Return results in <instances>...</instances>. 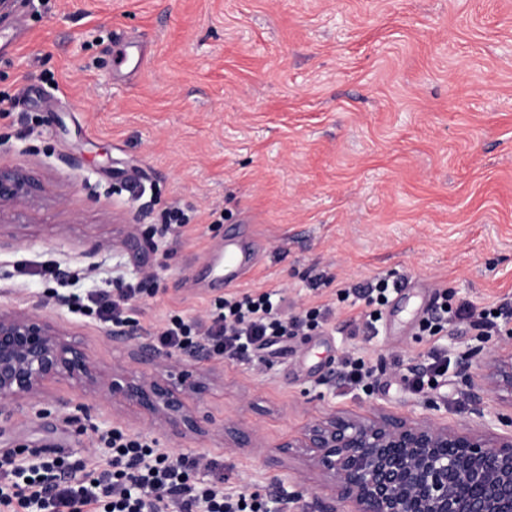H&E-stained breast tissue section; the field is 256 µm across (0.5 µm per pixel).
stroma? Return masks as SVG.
I'll list each match as a JSON object with an SVG mask.
<instances>
[{"label": "stroma", "instance_id": "1", "mask_svg": "<svg viewBox=\"0 0 512 512\" xmlns=\"http://www.w3.org/2000/svg\"><path fill=\"white\" fill-rule=\"evenodd\" d=\"M0 56V165L34 170L45 202L0 226V306L43 310L103 366L124 361L94 317L48 297L52 264L111 290L154 273L134 302L140 341L173 314L205 318L215 299L282 291L288 312L326 305L327 324L228 361L198 355L197 416L254 429L255 448L160 438L163 451L224 465V489L293 478L317 487L305 449L285 440L332 414L383 411L451 427L472 420L449 333L483 363L499 336L465 325L429 336L437 296L512 302V0H42ZM180 208L176 241L148 229ZM257 259L231 289L202 277L224 240ZM327 278L314 289L311 279ZM399 284L370 333L342 291ZM448 370L415 390L416 369ZM359 363L348 384L342 365ZM67 382L0 415V456L105 458L100 431L147 433L148 419Z\"/></svg>", "mask_w": 512, "mask_h": 512}]
</instances>
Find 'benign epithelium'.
Instances as JSON below:
<instances>
[{"instance_id": "obj_1", "label": "benign epithelium", "mask_w": 512, "mask_h": 512, "mask_svg": "<svg viewBox=\"0 0 512 512\" xmlns=\"http://www.w3.org/2000/svg\"><path fill=\"white\" fill-rule=\"evenodd\" d=\"M41 204L35 178L23 168L0 167V223L18 220ZM132 365L100 367L41 308L0 307V409L43 401L47 388L68 381L91 402L133 404L151 426L172 437H204L211 420L199 419L187 400L205 384L194 359L138 343ZM462 355L476 427L450 430L430 418L332 416L309 426L279 451L304 448L333 502L314 496L311 512H512V416L489 409L493 393L512 395V339L494 347L480 371ZM509 426L507 434L491 428ZM236 448H254L252 435L223 425ZM274 512H297L301 493L278 480L268 491Z\"/></svg>"}]
</instances>
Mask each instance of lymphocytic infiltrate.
Masks as SVG:
<instances>
[{
  "mask_svg": "<svg viewBox=\"0 0 512 512\" xmlns=\"http://www.w3.org/2000/svg\"><path fill=\"white\" fill-rule=\"evenodd\" d=\"M155 292L153 278L135 286L119 278L112 291L73 295L69 303L74 311L121 328L131 322L133 301ZM329 314V309L313 308L290 318L280 291L246 293L217 300L203 320L172 315L153 337L158 347L175 353L202 352L233 360L268 337L319 327ZM507 318H512V305L477 313L465 305L453 310L441 301L424 320L423 329L435 336L456 319L479 335L493 336L499 320ZM101 440L111 455L94 468L80 456L48 463L34 450L25 461L1 457L0 506L15 504L22 512H265L259 494L240 500L225 494L224 466L218 461L205 462L194 454L173 456L157 448L155 440L118 428Z\"/></svg>",
  "mask_w": 512,
  "mask_h": 512,
  "instance_id": "f902f5d3",
  "label": "lymphocytic infiltrate"
}]
</instances>
